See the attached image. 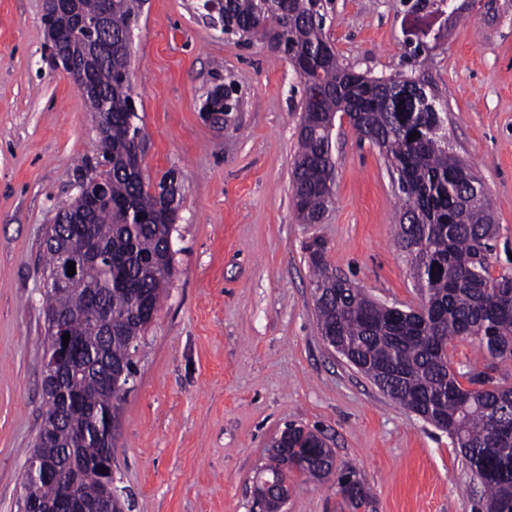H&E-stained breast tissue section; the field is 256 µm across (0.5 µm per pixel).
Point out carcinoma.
<instances>
[{
  "mask_svg": "<svg viewBox=\"0 0 512 512\" xmlns=\"http://www.w3.org/2000/svg\"><path fill=\"white\" fill-rule=\"evenodd\" d=\"M143 0H113L108 24L112 52L94 70L97 107L112 114L99 135L97 153L75 169V180L95 182L107 197L90 216L94 244L101 256L86 275L47 291V303L62 314L82 344L80 359L62 379L72 407L57 423L56 399L46 395L39 434L28 458L37 455L52 465L74 458L73 490L84 500L100 491L98 467L104 448L95 425L116 408L125 388L112 385L103 365L135 366L133 354L150 325L145 312L159 309L171 279L173 254L166 245L167 224H176L181 187L171 172L168 202L152 193L140 170L143 127L129 109L132 42ZM324 0H224V33L237 42L262 43L282 54L304 87V100L293 163V205L301 224H316L333 204L336 164L331 116L346 107L360 138L384 154L398 181L404 204L399 244L412 261V275L424 290L426 316H403L377 304L350 281L338 276L327 260V247L314 240L306 247L322 337L342 345L357 369L392 400L417 402L423 418L456 436L458 448L484 488L482 512H512V387L499 386L485 373L450 369L446 344L476 336L480 348L501 364L512 363V275L493 277L489 258L496 238L493 206L473 168L448 151L439 135L438 113L420 107L415 89L400 86L406 74L358 76L336 53L321 72L311 60L329 42ZM428 47L409 50L411 73L431 76L421 56ZM419 137L410 140V134ZM76 202L54 216L62 235L45 242V271L51 272L59 251L81 245L71 218ZM100 297L112 312V335L105 321L93 323L88 303ZM468 386H463L460 379ZM291 431L288 457L296 472L327 481L335 469L332 454L319 435L300 426ZM344 497L359 507L367 489L355 479L340 484ZM53 483L30 486L26 496L51 502Z\"/></svg>",
  "mask_w": 512,
  "mask_h": 512,
  "instance_id": "carcinoma-1",
  "label": "carcinoma"
}]
</instances>
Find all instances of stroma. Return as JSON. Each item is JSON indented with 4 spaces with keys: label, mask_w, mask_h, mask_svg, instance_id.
<instances>
[{
    "label": "stroma",
    "mask_w": 512,
    "mask_h": 512,
    "mask_svg": "<svg viewBox=\"0 0 512 512\" xmlns=\"http://www.w3.org/2000/svg\"><path fill=\"white\" fill-rule=\"evenodd\" d=\"M197 0H145L134 31L133 98L146 179L179 175L175 273L134 357L116 411V485L132 512H253V483L287 425L320 431L336 469L368 490L355 508L336 481L291 475L284 512H479L459 448L322 339L306 244L322 239L339 275L404 310L421 296L395 242L401 202L378 148L332 132L333 204L299 223L292 169L304 89L292 66L238 44ZM43 0H0V512H18L26 450L46 410L45 239L77 194L96 120L49 61ZM425 18L398 0H335L325 30L345 64L409 72L407 31ZM427 68L447 104L448 142L478 170L498 225L491 276L512 275V0H467ZM233 76L243 104L224 127L200 117ZM455 371L512 385L472 338L448 346Z\"/></svg>",
    "instance_id": "obj_1"
}]
</instances>
